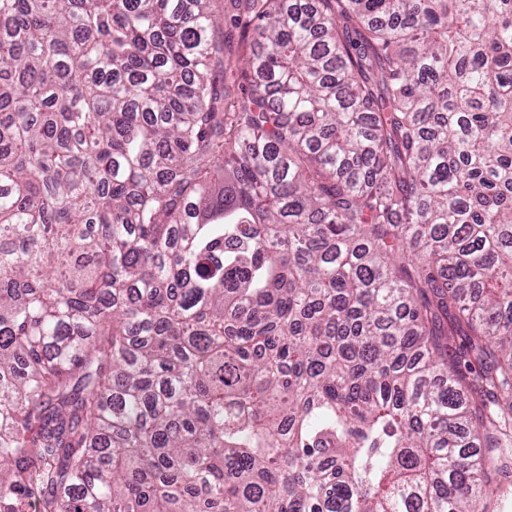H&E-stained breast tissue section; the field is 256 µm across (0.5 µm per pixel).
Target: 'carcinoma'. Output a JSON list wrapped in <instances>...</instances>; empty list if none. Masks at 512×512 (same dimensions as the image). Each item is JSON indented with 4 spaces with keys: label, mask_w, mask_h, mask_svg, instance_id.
I'll return each instance as SVG.
<instances>
[{
    "label": "carcinoma",
    "mask_w": 512,
    "mask_h": 512,
    "mask_svg": "<svg viewBox=\"0 0 512 512\" xmlns=\"http://www.w3.org/2000/svg\"><path fill=\"white\" fill-rule=\"evenodd\" d=\"M211 2L0 0V512H478L512 0ZM212 9L217 18H223L217 38L225 40L224 55L220 58L224 64L215 67L214 76L242 100L247 97L251 80L243 62L253 47L252 35L240 25H234V19L243 14L240 0H215Z\"/></svg>",
    "instance_id": "cac0c4a2"
}]
</instances>
